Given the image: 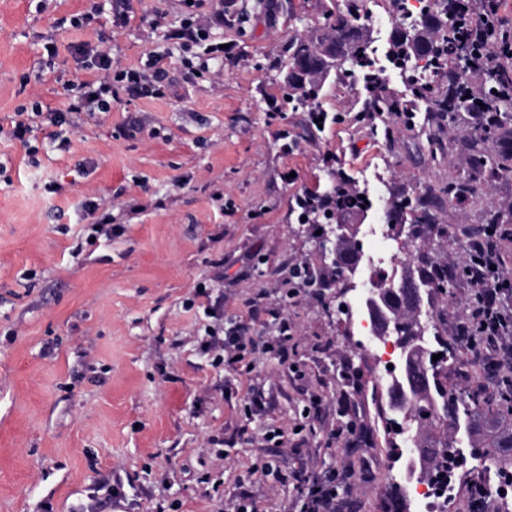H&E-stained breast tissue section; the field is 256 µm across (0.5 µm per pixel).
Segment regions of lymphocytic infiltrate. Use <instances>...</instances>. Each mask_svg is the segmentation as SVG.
<instances>
[{
	"label": "lymphocytic infiltrate",
	"mask_w": 512,
	"mask_h": 512,
	"mask_svg": "<svg viewBox=\"0 0 512 512\" xmlns=\"http://www.w3.org/2000/svg\"><path fill=\"white\" fill-rule=\"evenodd\" d=\"M202 2L192 0L193 10L184 16L179 27L169 31L168 37L185 49L201 47L205 56L215 60L223 56L224 50L212 41L211 35L213 28L223 23L224 11L219 7L210 12L200 11ZM464 36L484 47L483 54L473 62V69L495 70V62L500 57L497 21L487 11L483 0H477L470 8ZM74 51L91 62L98 76L78 85L67 112L111 111L112 96L119 87L137 97L158 98L164 94L160 76L155 72L158 58H150V70L144 73L113 68L110 52L87 43L75 46ZM502 241V235L495 230L478 234L469 242L463 277L472 288L473 317L458 325L456 337L468 348L484 351L488 359L506 373L512 371V277L505 273ZM256 346L244 325L227 336L220 335L215 328L209 331L207 347L214 351V361L219 365L242 361L245 353Z\"/></svg>",
	"instance_id": "obj_1"
}]
</instances>
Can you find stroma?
I'll return each mask as SVG.
<instances>
[{
  "label": "stroma",
  "mask_w": 512,
  "mask_h": 512,
  "mask_svg": "<svg viewBox=\"0 0 512 512\" xmlns=\"http://www.w3.org/2000/svg\"><path fill=\"white\" fill-rule=\"evenodd\" d=\"M365 3L364 38L392 40L390 0ZM275 5L270 16L262 0H224L212 35L224 56L199 74L193 51L164 38L185 0H0V512H226L243 486L261 512H288L328 476L337 512H415L397 477L408 457L376 398L382 374L342 312L366 313L365 300L294 198L330 190L336 170L362 191L379 170L384 215L394 198L464 180L476 196L437 217L468 240L491 216L512 225V167L471 161L462 112L434 142L421 103L405 119L361 120L356 76L326 81L315 129L309 107L284 101L277 65L290 40L323 30L332 0ZM91 10V25L75 26ZM82 42L119 69L160 56L164 97L122 92L111 111L50 124L73 84L96 75L72 52ZM34 103L43 116L24 145L9 131ZM89 200L110 207V228L94 232ZM373 213L333 222L360 244ZM298 262L322 267L325 287H284ZM203 283L211 296L196 295ZM218 301L225 329L246 322L262 342L287 321V363L259 351L215 365L205 310ZM447 374L462 390H493L498 377L461 345ZM276 430L287 447L265 441ZM270 459L282 478L245 483Z\"/></svg>",
  "instance_id": "35a3bbf8"
}]
</instances>
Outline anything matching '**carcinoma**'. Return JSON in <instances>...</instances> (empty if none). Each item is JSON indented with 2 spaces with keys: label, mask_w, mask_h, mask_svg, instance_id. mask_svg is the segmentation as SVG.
<instances>
[{
  "label": "carcinoma",
  "mask_w": 512,
  "mask_h": 512,
  "mask_svg": "<svg viewBox=\"0 0 512 512\" xmlns=\"http://www.w3.org/2000/svg\"><path fill=\"white\" fill-rule=\"evenodd\" d=\"M361 0H347L346 11H327V32L316 34L308 39H294L288 44V63L284 66L285 77L288 78L287 95L290 99L305 105L318 99L324 87L323 75L325 63H333L335 73L345 77L353 69L365 68L371 63L369 45L362 40L357 22L361 19ZM448 0H427V5L412 21H402V28L394 36L390 44L391 58L401 65H411L414 61H426L430 75L420 77L415 86L417 100L428 105V111L435 114L437 126L435 132L443 131L445 123L451 122L457 113L470 109L467 95L471 94L473 83L469 69V60L479 54V49L469 50L461 47V31L465 25L468 4L459 2L453 13L451 22H443L438 33H427L433 28L440 16L448 13ZM305 60L310 67L305 71H294V65ZM381 80L379 74L370 72L366 77V85L370 86L363 101L361 111L372 115L391 112L403 115L412 111L413 104L400 99L386 98L377 91ZM499 79L490 76L484 88L480 89L487 99L488 129L480 137L463 133L474 159L484 166L497 169L500 162L485 154L483 142L486 136L498 129V113L512 111V99H508L495 91ZM472 194L465 183L453 181L439 188L438 192L423 195L413 201L408 197L392 202L389 219L402 221L410 217L413 239L420 237V227L426 225L436 231L438 242L448 241V229L437 223L434 213V201L453 200L459 195ZM311 210L324 213L331 209L341 212L351 209H362L366 200L354 194L350 179L338 174L330 191L315 194L305 200ZM413 259L417 263L415 274L401 278L397 284L411 282L422 293L434 291L440 282L448 283L444 295L450 296L457 276L448 274V264L434 259L426 249L416 248ZM392 323L397 338L417 355L418 365L438 369L444 363L424 362L422 356L428 353L431 344H437L443 353L454 351L448 337L436 331L429 336L420 332L418 320L421 319L420 308L404 309L394 305ZM448 375L440 372V380L431 381L432 387L427 390L411 389L412 396L406 401H399V386L393 387L389 408L401 407V413L408 418L406 424L413 430L416 439L433 449L428 457L427 475L432 478L437 468L448 458L461 455L460 439H465L470 447V455L476 461L475 471L483 476L482 492L489 494L493 486L490 476L500 479L512 476V425L506 423V416L512 415V378L501 379L494 394L485 395L479 392L457 394L448 389ZM454 415L461 424L460 436L434 437V431L448 426L445 419Z\"/></svg>",
  "instance_id": "obj_1"
}]
</instances>
